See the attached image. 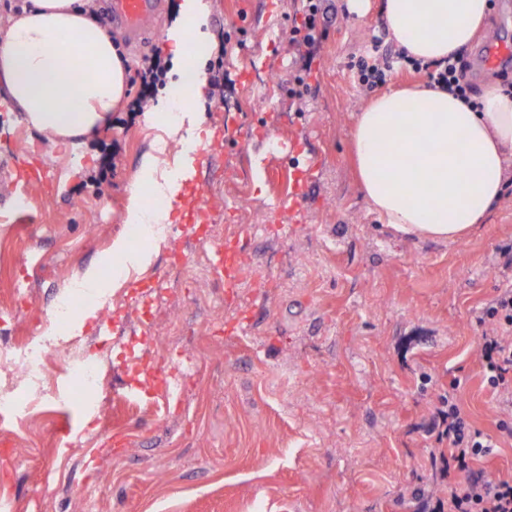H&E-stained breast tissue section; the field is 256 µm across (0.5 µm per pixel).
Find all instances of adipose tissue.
<instances>
[{
	"mask_svg": "<svg viewBox=\"0 0 512 512\" xmlns=\"http://www.w3.org/2000/svg\"><path fill=\"white\" fill-rule=\"evenodd\" d=\"M488 11V0L381 3L391 38L434 67L472 44ZM208 15L206 0H182L166 33L174 56L204 55L198 35ZM0 82L8 111L22 113L51 145L72 146L111 127L127 69L87 0H30L0 37ZM206 82L197 65L174 81L184 106L172 135L197 129L191 104ZM478 101L474 108L441 88L415 86L383 91L356 113L351 140L359 185L397 232L455 240L512 186V93L490 78ZM192 165L185 157L177 174L161 181L156 161L146 159L129 190L124 223L147 233L166 222L167 209H150L142 189L175 204Z\"/></svg>",
	"mask_w": 512,
	"mask_h": 512,
	"instance_id": "obj_1",
	"label": "adipose tissue"
}]
</instances>
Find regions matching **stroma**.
Returning <instances> with one entry per match:
<instances>
[{"label": "stroma", "instance_id": "obj_1", "mask_svg": "<svg viewBox=\"0 0 512 512\" xmlns=\"http://www.w3.org/2000/svg\"><path fill=\"white\" fill-rule=\"evenodd\" d=\"M381 0L365 18L323 0L325 38L309 54L289 44L305 0H208L205 57L224 101L203 93L194 174L147 265L128 266L112 298L172 313L184 338L167 360L205 362L163 399L157 348L135 314L86 317L77 336L112 353L97 396L112 420L70 404L30 415L18 435L0 426V490L15 512H418L410 493L438 482L428 460L439 398L459 380L471 426L497 436L500 414L483 382L474 316L512 278V188L484 224L457 241L396 232L373 212L351 158L354 112L370 100L356 64L371 34L387 36ZM512 44V0H493L463 50L482 86L496 66L480 49ZM129 70L112 127L60 149L0 106V344L43 341L30 311L63 299L87 310L77 283L99 266L120 227L146 156L175 171L171 134L131 109L170 94L177 62L165 37L133 52L113 31ZM166 69L143 86L142 56ZM303 76L301 97L288 92ZM253 126L243 140L239 128ZM30 203L13 205L20 192ZM266 223H254L255 212ZM222 231L208 239L206 227ZM187 262L186 279L171 269ZM112 474L99 483L98 470Z\"/></svg>", "mask_w": 512, "mask_h": 512}]
</instances>
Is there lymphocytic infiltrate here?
Instances as JSON below:
<instances>
[{
	"mask_svg": "<svg viewBox=\"0 0 512 512\" xmlns=\"http://www.w3.org/2000/svg\"><path fill=\"white\" fill-rule=\"evenodd\" d=\"M373 61L360 60L358 81L371 89L383 83L388 71L406 63L420 68L421 63L406 52L391 55L381 52L379 38H372ZM471 65L460 55H450L445 66L430 71V84L441 86L463 100H470L473 87L468 78ZM483 328L479 338V356L484 379L492 389L503 415L500 433L512 437V283L501 288L493 303L477 318ZM458 381H451L440 398L439 418L448 440V453L431 456L444 489H416L411 496L426 512H512V479L505 480L479 464L497 446L491 437L471 428L456 398Z\"/></svg>",
	"mask_w": 512,
	"mask_h": 512,
	"instance_id": "obj_1",
	"label": "lymphocytic infiltrate"
}]
</instances>
